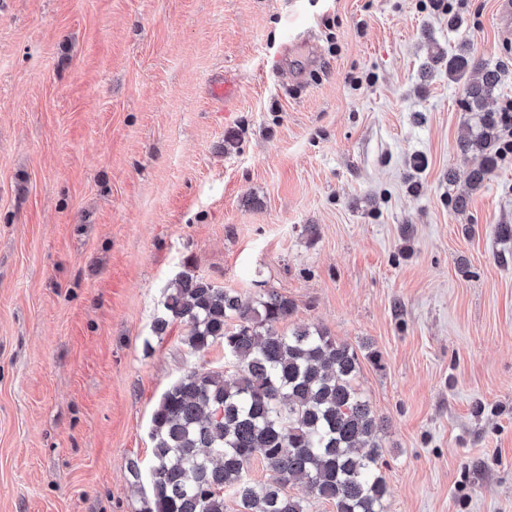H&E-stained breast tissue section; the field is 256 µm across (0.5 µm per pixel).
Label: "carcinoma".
Here are the masks:
<instances>
[{
  "mask_svg": "<svg viewBox=\"0 0 512 512\" xmlns=\"http://www.w3.org/2000/svg\"><path fill=\"white\" fill-rule=\"evenodd\" d=\"M473 67L464 49L448 58L455 80ZM499 83L496 68H483L468 87V108H483ZM497 137L490 111L481 134L461 142L463 151L478 152L476 184L492 169ZM293 308L275 290L246 298L180 273L157 333L180 322L195 351L223 343L235 373L191 369L162 394L151 418L144 512H224L226 492L242 512H307V501L286 491L299 483L336 512H385L378 467L384 421L355 387L358 353L318 328L275 329ZM254 457L272 473L271 482L247 476Z\"/></svg>",
  "mask_w": 512,
  "mask_h": 512,
  "instance_id": "1",
  "label": "carcinoma"
}]
</instances>
